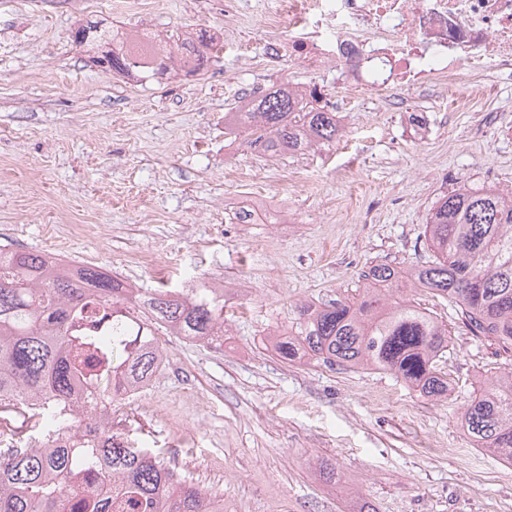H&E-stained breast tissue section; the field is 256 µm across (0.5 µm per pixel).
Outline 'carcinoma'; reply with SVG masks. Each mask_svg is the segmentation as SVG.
Returning <instances> with one entry per match:
<instances>
[{
  "label": "carcinoma",
  "mask_w": 512,
  "mask_h": 512,
  "mask_svg": "<svg viewBox=\"0 0 512 512\" xmlns=\"http://www.w3.org/2000/svg\"><path fill=\"white\" fill-rule=\"evenodd\" d=\"M130 38L97 26L84 42L102 51L92 57L106 70L162 80L183 69V53L201 63L222 47L205 31L177 29L159 40L148 61L127 49ZM339 133L337 115L314 105L300 90L283 84L243 99L241 111L224 114V134L270 156L327 145ZM425 238L433 260L401 272L378 264L364 272L366 288L353 302L323 308L297 307L288 335L272 339L278 357L309 355L331 365H366L389 371L427 398H445L448 379L438 363L451 345L448 327L389 291L407 280L415 288L448 300L473 336L494 339L512 352V196L485 185L463 184L431 209ZM206 283L184 290L141 292L95 266L52 260L31 251L0 249V411L33 421L42 447L21 450L12 434L0 432V512H112L110 500L76 480L84 469L105 466L122 512H215L204 488L175 479L154 448L125 441L109 444L100 429L96 441L75 440L95 421L98 402L117 399L149 378L160 354L132 346L128 315L150 327L195 342H224V300ZM112 306L109 335L98 336L101 309ZM109 353L112 378L83 390L82 371L94 372ZM467 435L477 448L512 465V366L488 377L463 407Z\"/></svg>",
  "instance_id": "carcinoma-1"
}]
</instances>
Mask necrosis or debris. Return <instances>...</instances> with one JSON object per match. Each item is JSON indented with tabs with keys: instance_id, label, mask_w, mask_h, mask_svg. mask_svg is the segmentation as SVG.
<instances>
[{
	"instance_id": "4bbe7bcc",
	"label": "necrosis or debris",
	"mask_w": 512,
	"mask_h": 512,
	"mask_svg": "<svg viewBox=\"0 0 512 512\" xmlns=\"http://www.w3.org/2000/svg\"><path fill=\"white\" fill-rule=\"evenodd\" d=\"M265 28L285 40L270 62L333 63L338 86L396 98L408 88L445 89L462 78L512 74V0H280Z\"/></svg>"
}]
</instances>
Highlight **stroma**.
Here are the masks:
<instances>
[{"instance_id":"1","label":"stroma","mask_w":512,"mask_h":512,"mask_svg":"<svg viewBox=\"0 0 512 512\" xmlns=\"http://www.w3.org/2000/svg\"><path fill=\"white\" fill-rule=\"evenodd\" d=\"M236 5L228 18L224 0H0V248H54L138 288L223 287V346L172 337L151 384L113 403L112 425L223 493L224 512H512V466L474 448L462 420L512 355L474 341L447 301L395 292L448 326L444 400L389 372L266 347L299 302L355 300L369 266L429 260L426 217L442 195L512 189V77L491 76L464 111L451 91L406 90L397 110L350 94L333 144L269 160L225 138V113L321 69L267 61L263 44L281 33L259 21L277 0ZM87 20L206 29L231 48L201 74L145 83L88 65L70 41ZM254 194L286 199L304 223H239Z\"/></svg>"}]
</instances>
